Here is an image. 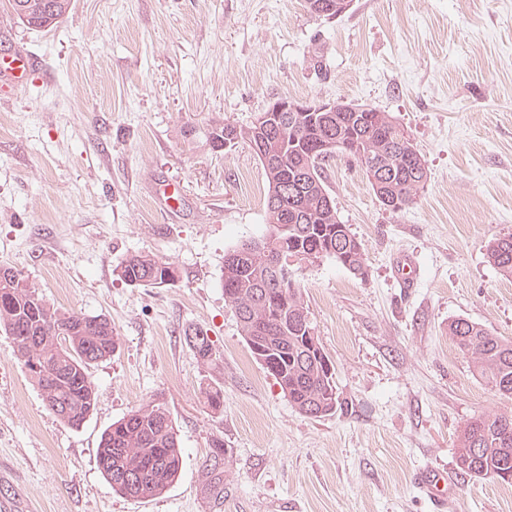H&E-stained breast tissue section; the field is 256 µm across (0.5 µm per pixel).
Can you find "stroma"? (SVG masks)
Here are the masks:
<instances>
[{
	"instance_id": "obj_1",
	"label": "stroma",
	"mask_w": 512,
	"mask_h": 512,
	"mask_svg": "<svg viewBox=\"0 0 512 512\" xmlns=\"http://www.w3.org/2000/svg\"><path fill=\"white\" fill-rule=\"evenodd\" d=\"M15 46L41 67L0 101V266L55 308L107 317L118 344L89 369L97 409L76 430L0 335V499L30 512H434L414 473L454 474L464 423L512 409L448 334L465 318L512 339V279L487 256L512 232V0H352L333 18L305 0H73L49 31L0 0V49ZM277 97L389 113L430 175L395 214L357 164L325 167L367 275L331 259L294 265L342 401L321 418L293 407L224 301L225 254L266 232L267 182L246 144L215 153L204 132L214 120L248 126ZM167 184L182 188L173 212L158 195ZM402 252L416 263L409 293ZM139 253L174 262L178 279L119 280ZM191 326L207 331L219 368L194 355ZM215 383L220 415L201 397ZM158 397L181 473L137 501L103 478L97 445ZM215 436L233 450L218 502L206 491ZM455 486L447 512H512V484Z\"/></svg>"
}]
</instances>
